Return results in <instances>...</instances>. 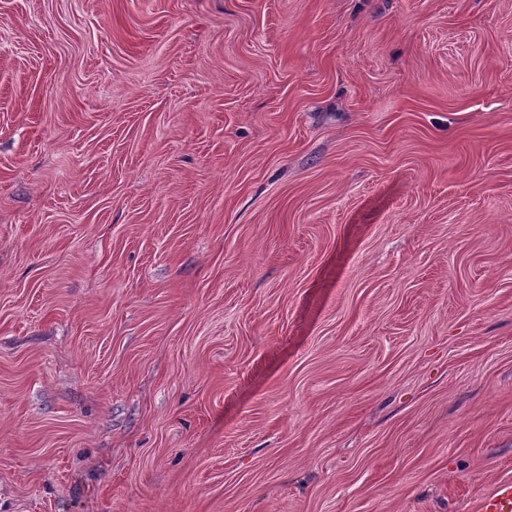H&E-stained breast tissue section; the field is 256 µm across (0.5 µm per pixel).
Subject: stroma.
I'll return each instance as SVG.
<instances>
[{
  "mask_svg": "<svg viewBox=\"0 0 512 512\" xmlns=\"http://www.w3.org/2000/svg\"><path fill=\"white\" fill-rule=\"evenodd\" d=\"M509 481L512 0H0V512Z\"/></svg>",
  "mask_w": 512,
  "mask_h": 512,
  "instance_id": "35a3bbf8",
  "label": "stroma"
}]
</instances>
